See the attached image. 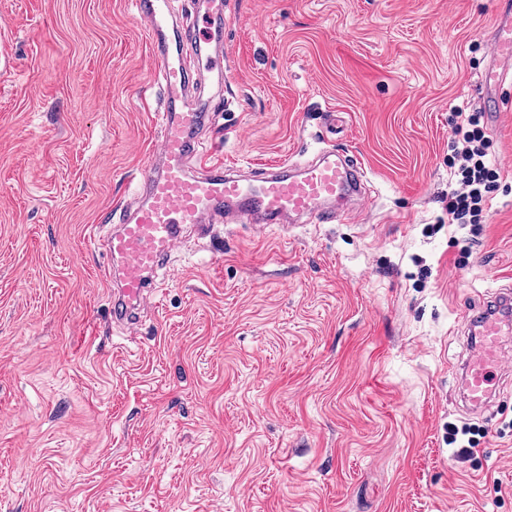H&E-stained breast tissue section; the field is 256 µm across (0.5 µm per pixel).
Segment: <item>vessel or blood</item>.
Here are the masks:
<instances>
[{
    "label": "vessel or blood",
    "instance_id": "vessel-or-blood-1",
    "mask_svg": "<svg viewBox=\"0 0 512 512\" xmlns=\"http://www.w3.org/2000/svg\"><path fill=\"white\" fill-rule=\"evenodd\" d=\"M170 0H130L149 42L151 70L167 91L168 106L157 115L160 140L136 182L135 205L115 203L119 223L102 242L107 262L102 277L117 286L113 322L136 324L153 303L161 271L169 266L189 227L216 220L228 224H295L325 221L327 206L360 185L361 163L335 159L331 151L306 166L287 171L277 162L239 175L222 161L195 150L205 129V109L193 96L201 71L224 74V23L211 20L206 32L177 34ZM494 53L480 76L484 102L500 111L499 91L512 78V6H506L493 30ZM346 223L348 213L334 215ZM478 339L467 358L462 389L470 407H487L501 381L503 337L512 334V315L489 312L478 320Z\"/></svg>",
    "mask_w": 512,
    "mask_h": 512
}]
</instances>
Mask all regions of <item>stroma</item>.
<instances>
[{"label":"stroma","mask_w":512,"mask_h":512,"mask_svg":"<svg viewBox=\"0 0 512 512\" xmlns=\"http://www.w3.org/2000/svg\"><path fill=\"white\" fill-rule=\"evenodd\" d=\"M223 2L204 149L246 175L330 138L365 198L189 237L158 312L114 325L96 238L156 135L148 43L126 0H0V512H512V372L480 411L459 380L463 313L512 286V82L467 254L445 212L499 0ZM453 425V424H450ZM461 433L463 436L470 435L466 440V445L461 446L462 452L473 455L476 452V448L480 447L481 440L485 437L484 433L476 428L462 427L460 430L455 426H448V444H454L457 442V436Z\"/></svg>","instance_id":"1"}]
</instances>
